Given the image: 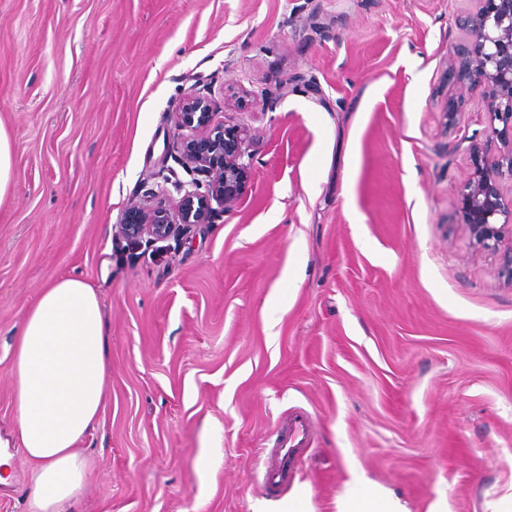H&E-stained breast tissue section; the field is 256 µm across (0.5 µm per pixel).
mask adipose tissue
<instances>
[{"mask_svg": "<svg viewBox=\"0 0 512 512\" xmlns=\"http://www.w3.org/2000/svg\"><path fill=\"white\" fill-rule=\"evenodd\" d=\"M108 372V336L96 291L80 279L43 288L15 333L14 424L0 437V468L12 450L27 465L31 512H67L88 468L78 441L99 420ZM339 512H405L399 499L372 484L344 491Z\"/></svg>", "mask_w": 512, "mask_h": 512, "instance_id": "adipose-tissue-1", "label": "adipose tissue"}]
</instances>
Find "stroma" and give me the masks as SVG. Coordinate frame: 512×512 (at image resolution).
<instances>
[{"label":"stroma","instance_id":"stroma-1","mask_svg":"<svg viewBox=\"0 0 512 512\" xmlns=\"http://www.w3.org/2000/svg\"><path fill=\"white\" fill-rule=\"evenodd\" d=\"M479 7L0 0V434L27 309L87 282L108 372L74 512H281L263 462L299 412L313 512L359 479L407 512L512 503V241L475 250L458 208L472 139L502 149L449 53ZM197 86L250 131L253 175L214 223L134 251L117 226L177 169ZM13 152L9 135L0 124V202L12 186Z\"/></svg>","mask_w":512,"mask_h":512}]
</instances>
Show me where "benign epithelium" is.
<instances>
[{"mask_svg": "<svg viewBox=\"0 0 512 512\" xmlns=\"http://www.w3.org/2000/svg\"><path fill=\"white\" fill-rule=\"evenodd\" d=\"M484 5L466 19L473 41L452 49L464 80L465 92L483 87L493 91L491 120L503 124L489 134H508L506 151L473 172L460 198L464 226L478 250L512 236V197L505 198L501 181L512 178V0H483ZM176 161L190 180L164 179L161 194L175 190L178 200L166 205H134L126 211L119 231L132 248L146 242L155 251L164 243L186 235L198 224H210L235 205L242 187L251 179L253 158L250 136L244 129L227 128L216 119L215 101L205 87H196L175 110ZM171 187H165V184ZM505 217L502 223L497 217Z\"/></svg>", "mask_w": 512, "mask_h": 512, "instance_id": "1", "label": "benign epithelium"}]
</instances>
